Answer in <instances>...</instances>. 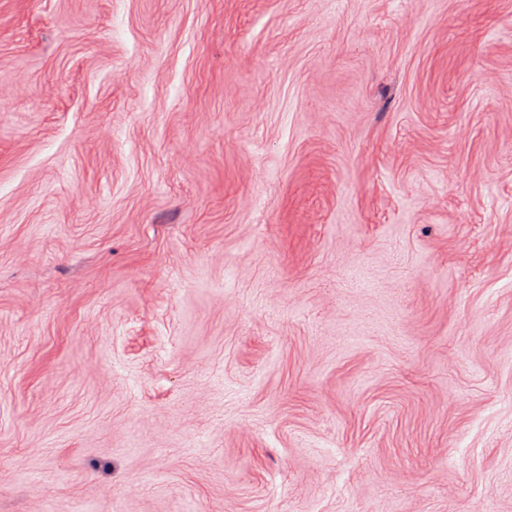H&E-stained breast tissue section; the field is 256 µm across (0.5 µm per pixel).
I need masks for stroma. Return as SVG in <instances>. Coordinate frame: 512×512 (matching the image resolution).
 <instances>
[{
	"label": "stroma",
	"instance_id": "35a3bbf8",
	"mask_svg": "<svg viewBox=\"0 0 512 512\" xmlns=\"http://www.w3.org/2000/svg\"><path fill=\"white\" fill-rule=\"evenodd\" d=\"M0 512H512V0H0Z\"/></svg>",
	"mask_w": 512,
	"mask_h": 512
}]
</instances>
